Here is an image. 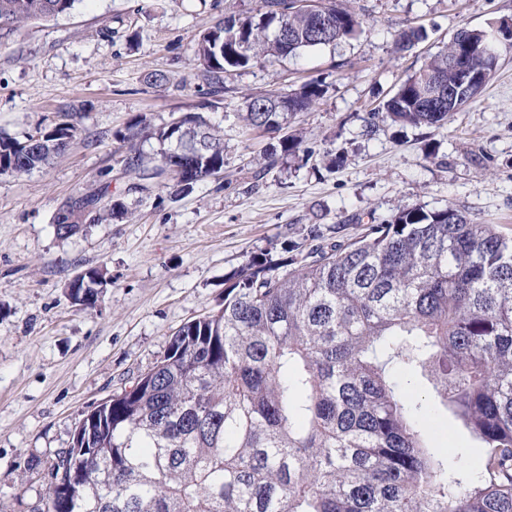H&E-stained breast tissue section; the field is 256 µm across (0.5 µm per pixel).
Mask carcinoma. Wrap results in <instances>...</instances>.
<instances>
[{
    "mask_svg": "<svg viewBox=\"0 0 512 512\" xmlns=\"http://www.w3.org/2000/svg\"><path fill=\"white\" fill-rule=\"evenodd\" d=\"M76 0H0V40L29 22L68 13ZM336 26L292 0L230 14L199 35L194 54L211 92L229 72L296 57L353 37L361 19L321 0ZM288 33V41L278 38ZM454 36L378 108L401 127L448 124L495 73ZM480 78L463 97L459 67ZM326 92L311 79L290 94L250 95L249 129L279 130ZM69 122L19 138L0 132V174L41 168L74 137ZM155 140L150 157L138 147ZM127 171L170 177L181 190L224 168V132L200 113L122 135ZM60 208L59 237L128 215L112 180ZM103 273L68 284L92 308ZM409 372L398 380L393 367ZM81 419L84 446L59 451L44 512H512V241L447 207L398 211L346 243L302 258L253 257L224 280V305L184 324L164 357ZM450 412L479 448L476 478L430 446L431 408Z\"/></svg>",
    "mask_w": 512,
    "mask_h": 512,
    "instance_id": "cac0c4a2",
    "label": "carcinoma"
}]
</instances>
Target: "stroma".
<instances>
[{"label": "stroma", "mask_w": 512, "mask_h": 512, "mask_svg": "<svg viewBox=\"0 0 512 512\" xmlns=\"http://www.w3.org/2000/svg\"><path fill=\"white\" fill-rule=\"evenodd\" d=\"M343 4L363 21L352 39L234 72L217 95L195 40L261 0H79L0 41V130L78 128L45 168L0 175V512H41L48 466L76 423L155 365L177 329L218 309L225 278L254 255L305 252L316 235L344 243L412 206H450L512 238L511 45L499 43L495 74L447 126L401 129L374 115L458 29L512 20V0ZM419 27L427 39L396 51L397 35ZM153 72L164 86L149 85ZM313 78L325 94L288 122L299 152L281 153V132L244 129V95ZM187 112L223 128V171L180 195L137 190L124 166L127 124ZM107 177L129 217L58 237L60 207ZM90 268L107 284L85 309L67 285ZM427 427L432 447L456 449L468 467L475 443L450 413Z\"/></svg>", "instance_id": "obj_1"}]
</instances>
